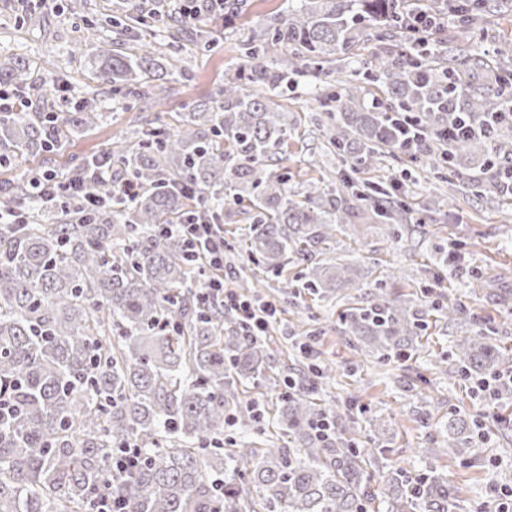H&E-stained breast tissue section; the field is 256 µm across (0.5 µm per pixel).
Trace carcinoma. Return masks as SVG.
Wrapping results in <instances>:
<instances>
[{
	"label": "carcinoma",
	"mask_w": 512,
	"mask_h": 512,
	"mask_svg": "<svg viewBox=\"0 0 512 512\" xmlns=\"http://www.w3.org/2000/svg\"><path fill=\"white\" fill-rule=\"evenodd\" d=\"M247 41L242 61L225 71L210 104L179 115L176 124L152 126L135 141L112 148L118 177L139 192L128 200L117 181H96L104 206L92 214L77 198L46 202L27 177L0 187V512H94L112 492L126 512H366L375 499L367 462L371 448L346 436L348 404L316 397L332 368L309 365L287 372L294 387L281 395L275 425L286 444L259 448L249 433L262 417L241 404L238 385L265 376L262 341L245 334L224 309L205 302L197 283L207 270L190 260L178 233L156 234L159 224H220L224 206L246 200V254L254 265L279 273L288 252L310 259L303 287L329 297L358 283L349 264L315 260L312 248L336 234L357 236L354 203L370 204L383 184L350 179L343 190L309 180L288 191V178L265 173L290 136L288 118L271 95L305 71L329 90L312 123L326 129L331 149L364 173L385 152L413 163L424 159L461 176L460 161L498 142L508 130L490 121L506 110L503 87L476 83L462 64L471 61V20L496 8L468 0L463 33L445 62L425 59L410 41L366 61L381 95L345 74L358 46L375 33L405 30L410 14L435 18L442 5L408 0H299ZM288 51V67L269 61ZM94 81L152 101L182 74L178 61L161 63L152 41L133 51L101 47ZM16 92L36 88L28 62H0V84ZM94 90L59 119L56 112H0V162L57 153L68 129L83 132L101 119ZM414 121L421 143L401 148L399 124ZM480 124V137L448 136L460 123ZM509 157L469 180L471 193H505L499 174ZM230 190L224 194V190ZM407 209L401 202L374 215L390 233ZM24 222L13 224L17 216ZM440 318L463 320L460 303L436 308ZM342 333L357 339L358 354L403 360L417 347L422 316L393 293L376 288L366 306L341 313ZM496 329L460 336L458 372L497 377L512 372V354L495 344ZM233 418L237 436L224 443ZM323 419L327 437L316 434ZM453 454L478 460V423L460 413L442 426ZM131 446L140 464L131 474L112 466V455ZM386 512H456L448 479L431 471L413 478L392 473L384 491Z\"/></svg>",
	"instance_id": "carcinoma-1"
}]
</instances>
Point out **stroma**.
Here are the masks:
<instances>
[{
	"label": "stroma",
	"mask_w": 512,
	"mask_h": 512,
	"mask_svg": "<svg viewBox=\"0 0 512 512\" xmlns=\"http://www.w3.org/2000/svg\"><path fill=\"white\" fill-rule=\"evenodd\" d=\"M288 2L247 0L246 11L233 22L210 20L215 40L206 49L190 44L162 22L136 26V36L160 42L164 54L179 59L185 73L179 82L170 84L163 98V121L172 122L176 113L209 101L223 82L225 70L239 63L243 40L260 33L269 17L284 11ZM500 2L503 12L488 19L474 39V53L488 61L501 41L512 40V0ZM91 3V9L83 12L73 10L71 0H52L48 5L43 0H0V58H23L44 74L31 96L33 110L65 114L91 79L87 58L68 59L62 77L44 73L46 59L65 57L77 41L92 49L130 44L123 26L128 0ZM314 86L311 76H297L295 86L281 98L293 129L287 146L267 167L269 173L287 174L288 186L296 193L309 179L323 178L338 186L352 174L310 121L316 106ZM140 106L138 97L104 86L100 101L106 116L103 124L69 136L67 146L51 159L28 156L0 167V186L27 169L42 168L62 175L72 162L107 153L127 131ZM371 178L383 182L396 179L405 186L410 210L401 241L389 239L385 225L376 223L367 206L357 205L352 221L360 236H336L323 244L322 255L358 268L360 289L320 298L301 288L280 302L279 321L264 339L270 362L267 378L240 388L239 395L272 413L283 371L304 361L296 337H311L316 361L334 367L322 386L321 398L351 401L363 408L349 427L359 446L376 447L374 426L380 421L385 424L393 450L370 459L377 486H384L399 468L410 474L432 469L458 488L459 512H483L494 488L512 486V398L475 395L468 379L434 373L432 366L451 355L462 331L474 334L488 324L495 327L501 345L512 350V201L503 202L492 194L475 197L462 187L455 193L453 208L427 212V196L448 191L441 172L421 169L388 154L382 156ZM457 242L463 245L462 263H438L437 249L452 248ZM478 272L491 278L493 285L474 296L469 283ZM382 281L427 322L415 355L406 362L371 356L357 361L349 337L343 336L338 325L340 313L369 301L372 288ZM442 298L465 303L466 325L437 320L434 304ZM452 413L467 414L483 423L487 441L481 460L456 457L444 444L440 427Z\"/></svg>",
	"instance_id": "stroma-1"
}]
</instances>
